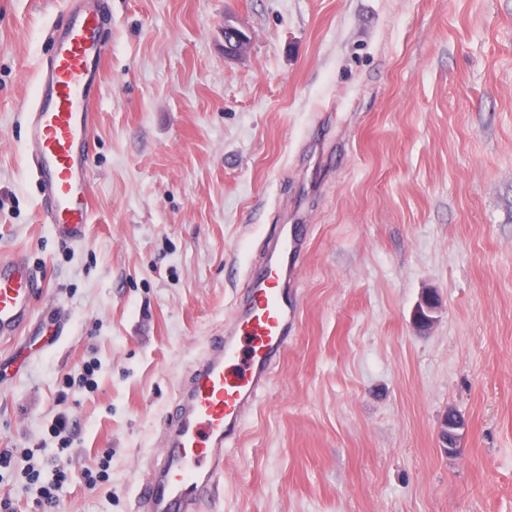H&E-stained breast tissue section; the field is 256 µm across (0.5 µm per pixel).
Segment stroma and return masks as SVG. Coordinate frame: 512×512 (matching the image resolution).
<instances>
[{
    "mask_svg": "<svg viewBox=\"0 0 512 512\" xmlns=\"http://www.w3.org/2000/svg\"><path fill=\"white\" fill-rule=\"evenodd\" d=\"M104 2L72 243L40 220L24 118L67 0H0V259L27 254L35 321L68 329L0 340V448L66 467L60 512H133L242 271L307 224L298 324L201 512H512V0ZM26 465L0 476L14 512ZM439 303L433 293L421 297L412 314V324L416 328H431L436 323Z\"/></svg>",
    "mask_w": 512,
    "mask_h": 512,
    "instance_id": "1",
    "label": "stroma"
}]
</instances>
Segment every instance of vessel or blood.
<instances>
[{"instance_id": "obj_1", "label": "vessel or blood", "mask_w": 512, "mask_h": 512, "mask_svg": "<svg viewBox=\"0 0 512 512\" xmlns=\"http://www.w3.org/2000/svg\"><path fill=\"white\" fill-rule=\"evenodd\" d=\"M101 26L99 0H84L55 27L26 118L33 169L44 186L40 215L69 242L80 240L92 221L84 156L90 149L92 92L107 56ZM304 250L303 225H279L261 270L244 272L242 296L223 335L210 337L195 373L179 390V413L167 425L157 476L137 491L141 512H198L207 487L223 476L224 446L239 435L267 389L298 321L286 280ZM44 288L23 253L0 260V340L28 327Z\"/></svg>"}]
</instances>
